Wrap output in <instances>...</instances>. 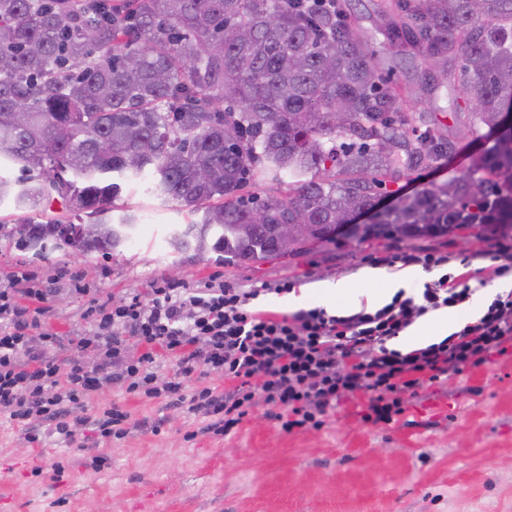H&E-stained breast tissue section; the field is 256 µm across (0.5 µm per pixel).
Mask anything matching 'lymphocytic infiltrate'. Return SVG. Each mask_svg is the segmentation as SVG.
Masks as SVG:
<instances>
[{
  "instance_id": "lymphocytic-infiltrate-1",
  "label": "lymphocytic infiltrate",
  "mask_w": 512,
  "mask_h": 512,
  "mask_svg": "<svg viewBox=\"0 0 512 512\" xmlns=\"http://www.w3.org/2000/svg\"><path fill=\"white\" fill-rule=\"evenodd\" d=\"M388 266L422 265L441 276L421 295L396 292L378 308L336 315L313 307L292 314L263 310L262 291L229 285L180 290L151 288L123 304L93 306V336L71 339L58 356V337L25 318L23 298L44 299L23 276L0 289V414L41 441L52 422L59 439L72 440L82 426L73 409L101 382L148 398H166L200 418L199 434L228 435L258 405L288 433L324 426L347 402L362 422L392 423L405 396L499 360H512V290L496 294L482 314L441 341L404 352L391 342L417 319L467 303L480 284L512 274V242L491 238L486 248L449 258L438 250L397 251ZM144 346L130 356L128 339ZM95 350L99 364L86 371L81 356ZM176 357L174 376L159 375L154 350ZM223 371L231 386L217 393L186 392L201 369Z\"/></svg>"
}]
</instances>
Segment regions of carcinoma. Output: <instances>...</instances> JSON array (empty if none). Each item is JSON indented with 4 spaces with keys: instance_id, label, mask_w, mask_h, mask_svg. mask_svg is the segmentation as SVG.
I'll return each instance as SVG.
<instances>
[{
    "instance_id": "1",
    "label": "carcinoma",
    "mask_w": 512,
    "mask_h": 512,
    "mask_svg": "<svg viewBox=\"0 0 512 512\" xmlns=\"http://www.w3.org/2000/svg\"><path fill=\"white\" fill-rule=\"evenodd\" d=\"M380 17L393 55L444 76L461 61L455 99H475L464 136L496 133L456 181L382 209L388 185L458 140L423 114L409 135L410 105L345 0H0V161L23 172L0 176V202L58 197L96 225L27 220L20 248L112 254L138 223L112 217V201L146 174L193 216L174 251L227 266L282 256L275 228L299 219L327 245L360 213L361 241L460 224L512 236V130L499 121L512 112V0H390Z\"/></svg>"
}]
</instances>
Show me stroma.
<instances>
[{"label": "stroma", "mask_w": 512, "mask_h": 512, "mask_svg": "<svg viewBox=\"0 0 512 512\" xmlns=\"http://www.w3.org/2000/svg\"><path fill=\"white\" fill-rule=\"evenodd\" d=\"M377 4L350 0L348 8L361 38L391 59ZM391 61L395 80L418 98L415 111L458 128L454 112L469 107L452 102L460 62L450 63L443 78L417 61ZM476 150L470 140L461 141L436 170L418 169L390 184L384 201L461 176ZM150 185V178H141L116 199V209L137 211L140 222L131 242L112 254L63 247L42 259L0 238V285L23 274L31 285L49 289L46 327L69 338L92 336L93 302L121 304L156 282L249 288L291 276L307 291L302 304L289 294H268L258 307L351 312L360 309V296L382 288L363 271L397 247L355 241L329 252L224 266L191 250L174 252L170 236L187 222V212L153 195ZM324 281L341 283L349 295L325 299L319 290ZM113 405L134 427L121 440L87 429L67 443L54 434L30 443L0 416V512H512V361L420 391L389 425L362 423L348 402L324 428L289 434L260 405L236 433L193 439L189 433L198 422L182 407L107 383L77 414L92 418ZM154 422L159 432L149 431ZM95 457L97 471L90 465ZM56 462L64 472L55 480L50 469Z\"/></svg>", "instance_id": "obj_1"}]
</instances>
